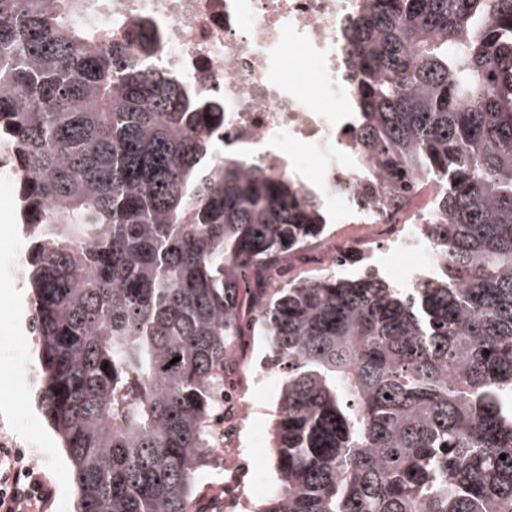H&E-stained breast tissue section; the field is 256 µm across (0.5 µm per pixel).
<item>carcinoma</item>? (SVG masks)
Listing matches in <instances>:
<instances>
[{"label":"carcinoma","mask_w":512,"mask_h":512,"mask_svg":"<svg viewBox=\"0 0 512 512\" xmlns=\"http://www.w3.org/2000/svg\"><path fill=\"white\" fill-rule=\"evenodd\" d=\"M93 7L0 0L38 406L76 512H201L246 318L281 374L274 490L249 512H512V0H364L350 20L361 164L392 209L438 186L446 266L413 288L267 275L325 234L319 207L216 160L224 113L126 40L96 45Z\"/></svg>","instance_id":"1"}]
</instances>
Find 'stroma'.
I'll list each match as a JSON object with an SVG mask.
<instances>
[{"label": "stroma", "instance_id": "1", "mask_svg": "<svg viewBox=\"0 0 512 512\" xmlns=\"http://www.w3.org/2000/svg\"><path fill=\"white\" fill-rule=\"evenodd\" d=\"M16 198V189L0 184V402L8 404L7 409H0V425L24 446L26 457L39 460L35 472L49 492L42 512H74L76 485L70 463L38 409L33 386L20 384L7 360L11 354L33 355L35 349V338L28 323L27 290L22 283L9 278L4 262L22 238ZM242 348L243 360L231 379L241 390L247 405V431H257L263 436L261 443L251 444L250 460L266 466L272 453L269 437L276 396L253 393L254 359L262 355V345L253 344L251 337L246 336L242 339ZM34 440L46 448V455H38V449L31 448L30 443ZM223 505L224 459L214 455L199 478V506L202 512H221Z\"/></svg>", "mask_w": 512, "mask_h": 512}]
</instances>
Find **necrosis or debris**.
<instances>
[{
	"mask_svg": "<svg viewBox=\"0 0 512 512\" xmlns=\"http://www.w3.org/2000/svg\"><path fill=\"white\" fill-rule=\"evenodd\" d=\"M362 0H99V20L116 36L146 31L157 67L176 77L199 102H218L224 125L219 156L245 170L264 168L296 177L340 224H392L389 187L360 164L354 131L361 115L344 48L349 18ZM303 59L319 79L320 99L310 100L287 64ZM359 253L360 266L412 287L422 269L443 268L444 258L424 233L422 220L403 228L382 251L343 241L318 259L321 269H344ZM234 422L224 428V512H236L244 488L271 492L260 465L243 467L246 410L239 394L224 403Z\"/></svg>",
	"mask_w": 512,
	"mask_h": 512,
	"instance_id": "necrosis-or-debris-1",
	"label": "necrosis or debris"
}]
</instances>
